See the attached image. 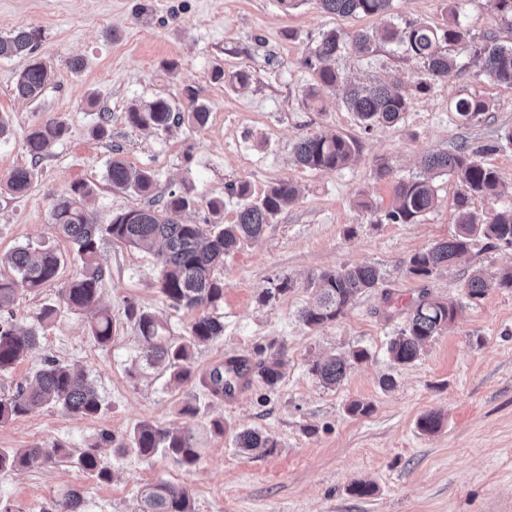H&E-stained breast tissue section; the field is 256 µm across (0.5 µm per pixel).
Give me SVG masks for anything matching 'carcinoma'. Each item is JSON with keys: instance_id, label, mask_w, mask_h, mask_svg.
Returning <instances> with one entry per match:
<instances>
[{"instance_id": "cac0c4a2", "label": "carcinoma", "mask_w": 512, "mask_h": 512, "mask_svg": "<svg viewBox=\"0 0 512 512\" xmlns=\"http://www.w3.org/2000/svg\"><path fill=\"white\" fill-rule=\"evenodd\" d=\"M319 7L342 16L365 15L385 17L392 0H316ZM470 32L458 21L438 28L424 23L411 24L403 29L387 25L382 38L402 42L411 57L421 62L428 75L435 80L447 79L455 70L453 57L442 50L441 44H456L469 39ZM42 40V31L36 28H18L0 37V58L28 57V64L15 83V94L35 100L46 86L48 69L36 55ZM343 36L331 31L322 35L305 65L314 72V83L308 97L315 99L317 88L333 86L338 81L334 67L336 55L344 48ZM472 63L494 81L512 86V45L481 43L475 47ZM189 105L186 112L176 110L164 98H158L143 108L131 107L127 112L128 123L140 129L168 130L184 121L202 127L210 109L199 99V92L188 89ZM347 108L354 112L367 130L377 125H395L409 109V99L395 87L385 84L373 86L352 85L345 96ZM486 111V104L473 97H462L454 104L458 119L467 124ZM63 133L61 125L46 126L29 132L26 137L28 153L39 158L51 141ZM355 152V141L343 135L313 133L302 137L294 145L295 161L310 170H333L348 164ZM482 149L459 146L454 152L428 154L422 159L423 174L420 178L401 181L396 185L394 207L385 218L395 224H413L433 208L436 202L434 180L441 175H453L460 184L454 207L458 230L450 239L436 243L415 253L409 260V272L420 278L432 276L439 268L452 263L469 252L473 237L478 235L489 245L512 246V209H506L485 220L472 209L475 197L499 196L497 172L484 165L480 159ZM106 177L113 186L146 193L153 184V175L146 169L132 170L119 157L109 162ZM31 184V173L20 167L15 169L7 188L15 193L26 192ZM90 194L84 183L72 187V197L58 202L52 212L53 223L75 247L84 265V273L70 282L62 294L63 303L71 310H91L89 329L93 338L102 346L112 340V313L96 309L105 270L97 261L98 244L102 237L129 244L135 248L157 250L160 292L176 310L196 313L188 335L174 338L168 335L164 323L151 313L131 304L127 319L134 321L147 360L162 361L173 368L178 381L190 378V359L193 350L224 335V322L210 313L224 300V281L214 276V269L224 263V256L243 245L258 240L266 226L278 214L296 202L298 188L291 181H279L255 201L245 202L233 224H215L210 228L202 224H182L168 217L189 207V199L181 193L171 192L162 209L134 208L115 214L106 224H100L82 205L81 200ZM8 263L29 287L35 289L54 281L59 273L61 257L45 248L33 254L26 247L16 248ZM382 280L379 268L372 265L342 266L323 272L314 279L318 289L315 305L301 311L300 319L310 329L336 321L362 294L378 287ZM512 289V264L499 272L488 274L481 269L474 271L465 283V293L471 300H479L493 289ZM456 315V308L445 302L423 295L410 305L407 323L387 344V353L394 364L408 365L419 359ZM39 334L10 318H0V373H6L36 346ZM369 358L364 349L350 355L330 357L311 366L326 387H334L343 380L347 369L354 363ZM238 358L211 369L203 379L204 386L215 397L224 396V387L239 375ZM282 361L274 359L262 363L260 375L264 384L274 388L282 379ZM53 404L67 413L82 418L96 416L101 399L86 377L70 365L56 359H47L36 372L34 382L16 386L15 391L0 395V421L29 413L40 405ZM113 441L104 434L97 444L79 456L82 468L100 479L109 478L101 466L100 447ZM131 449L144 457L157 454L175 458L191 466L198 460L194 436L177 430L165 429L149 422L138 424L129 438ZM236 445L243 451L253 448L278 447L275 438L259 431L244 430L237 434ZM67 455L60 445L53 448H21L0 451V470L16 466L40 468L55 463ZM83 496L71 488L61 498L52 501L46 512H80ZM141 512H193L187 490L178 489L168 482H161L144 495Z\"/></svg>"}]
</instances>
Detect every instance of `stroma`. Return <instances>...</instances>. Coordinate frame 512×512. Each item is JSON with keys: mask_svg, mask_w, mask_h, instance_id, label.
Masks as SVG:
<instances>
[{"mask_svg": "<svg viewBox=\"0 0 512 512\" xmlns=\"http://www.w3.org/2000/svg\"><path fill=\"white\" fill-rule=\"evenodd\" d=\"M141 3L147 11L140 16ZM454 16L476 42L512 41V22L492 0H392L386 19L327 13L315 0H300L290 11L278 0H0V37L19 27L41 29L37 54L50 70L42 95L22 100L14 86L26 58L0 59V119L8 127L0 136V273L11 275L2 260L18 247H49L61 257L55 281L38 290L16 287L6 313L37 327L40 339L0 375V393L29 382L50 357L83 371L103 404L93 418L45 405L0 422V449L67 450L47 467L0 471V504L12 512H43L53 498L76 488L83 495L81 512H138L146 489L169 482L189 491L194 512H512V290L494 289L477 301L464 290L473 270L496 271L512 260V248L479 239L429 278L409 273L412 255L457 229L459 184L450 175L435 179L438 202L416 223L385 218L396 184L419 177L424 155L462 144L485 147L483 160L504 185L495 199H475L474 210L486 219L512 209V86L472 64L470 44L449 46L457 68L435 81L404 45L379 40L368 52L346 46L335 67L348 83H398L409 99L399 123L367 131L343 103L341 90L322 89L314 101L306 96L313 76L304 60L322 33L336 30L350 38L387 21L399 28L442 27ZM74 56L84 61L77 73L68 67ZM217 67L225 81L212 80ZM240 70L251 74L243 87L228 80ZM189 86L209 106L204 127L152 131L128 123L130 106L159 97L185 108ZM462 97L484 101L486 112L461 124L454 103ZM57 123L63 136L32 158L28 132ZM100 126L105 135H97ZM318 132L353 137L354 160L335 170L300 167L295 144ZM116 154L152 172L150 193L107 181ZM19 167L30 170L31 185L16 195L7 181ZM288 180L300 188L296 203L216 270L224 281L216 311L224 334L195 352L189 380L173 381L164 365H147L136 328L125 317L127 305L135 304L158 316L175 337L186 335L194 319L171 308L160 292L154 254L101 241L99 304L115 319L108 345L91 336L88 313L64 305L63 290L84 268L73 245L54 229L52 210L75 183L92 188L88 206L102 224L174 191L191 200L180 222L230 224L241 204L232 187L246 185L255 200ZM213 201L222 203L220 214L211 212ZM356 264L380 268L379 288L335 322L306 327L299 314L315 299L310 281ZM285 280L290 291L259 302L262 290ZM425 292L454 304L456 317L414 363L393 364L387 343ZM48 305L57 313L45 325L40 314ZM354 349L369 357L351 366L340 385L323 387L311 373L316 360ZM233 356L255 365L280 358L283 377L270 391L253 376L235 403H224L201 379ZM385 375L396 381L388 392L379 385ZM353 400L372 404V412L349 414ZM188 404L194 413H184ZM429 412L441 419L432 434L417 426ZM143 421L191 431L196 464L124 451ZM218 421L223 431H216ZM250 428L276 438L277 448L241 452L235 436ZM105 433L114 441L101 450L110 473L102 481L78 458ZM358 483L369 485L371 495L351 494Z\"/></svg>", "mask_w": 512, "mask_h": 512, "instance_id": "obj_1", "label": "stroma"}]
</instances>
